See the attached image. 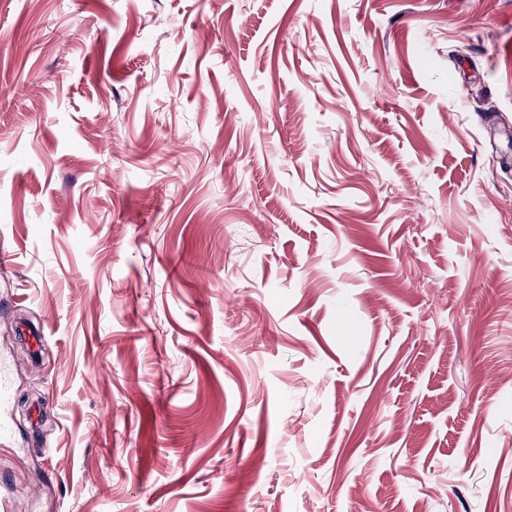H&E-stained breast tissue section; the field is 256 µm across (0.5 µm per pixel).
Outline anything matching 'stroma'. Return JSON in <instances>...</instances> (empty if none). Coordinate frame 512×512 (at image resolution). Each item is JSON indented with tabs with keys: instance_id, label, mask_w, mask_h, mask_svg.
<instances>
[{
	"instance_id": "obj_1",
	"label": "stroma",
	"mask_w": 512,
	"mask_h": 512,
	"mask_svg": "<svg viewBox=\"0 0 512 512\" xmlns=\"http://www.w3.org/2000/svg\"><path fill=\"white\" fill-rule=\"evenodd\" d=\"M0 353V512H512V0H0ZM13 400V383L6 364L0 361V438H7L12 432L9 411Z\"/></svg>"
}]
</instances>
